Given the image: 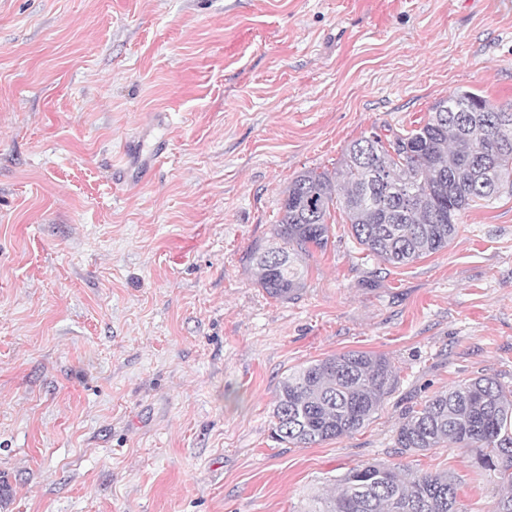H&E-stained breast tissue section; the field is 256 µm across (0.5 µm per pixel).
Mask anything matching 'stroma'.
<instances>
[{
  "label": "stroma",
  "mask_w": 512,
  "mask_h": 512,
  "mask_svg": "<svg viewBox=\"0 0 512 512\" xmlns=\"http://www.w3.org/2000/svg\"><path fill=\"white\" fill-rule=\"evenodd\" d=\"M459 89L512 105V0H0V512H301L365 463L494 512L473 451L396 434L512 387V193L397 268L333 212L285 301L251 260L294 178ZM352 350L393 367L370 421L275 442L283 378Z\"/></svg>",
  "instance_id": "obj_1"
}]
</instances>
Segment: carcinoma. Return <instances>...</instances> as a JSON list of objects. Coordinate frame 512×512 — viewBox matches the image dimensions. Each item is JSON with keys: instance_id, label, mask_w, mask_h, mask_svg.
I'll use <instances>...</instances> for the list:
<instances>
[{"instance_id": "cac0c4a2", "label": "carcinoma", "mask_w": 512, "mask_h": 512, "mask_svg": "<svg viewBox=\"0 0 512 512\" xmlns=\"http://www.w3.org/2000/svg\"><path fill=\"white\" fill-rule=\"evenodd\" d=\"M504 189L512 190V106L459 90L414 129L353 142L335 173L293 179L275 245L252 253L259 284L277 300L295 295L302 277L291 256L326 250L332 208L346 215L363 250L397 267L448 247L461 213ZM391 377L386 358L363 351L290 372L276 392L273 438L307 448L355 433L389 393ZM450 442L475 449V465L511 488L494 512H512V389L490 376L472 378L410 411L396 434L403 453ZM304 512H457V489L446 476L366 463L339 477L336 493L312 496Z\"/></svg>"}]
</instances>
